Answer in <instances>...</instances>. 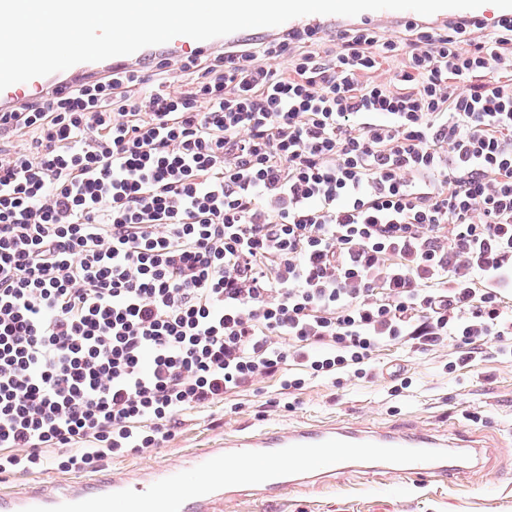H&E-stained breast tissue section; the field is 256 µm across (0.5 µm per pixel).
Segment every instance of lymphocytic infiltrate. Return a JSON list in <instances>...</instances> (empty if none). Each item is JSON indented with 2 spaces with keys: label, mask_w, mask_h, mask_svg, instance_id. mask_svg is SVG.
<instances>
[{
  "label": "lymphocytic infiltrate",
  "mask_w": 512,
  "mask_h": 512,
  "mask_svg": "<svg viewBox=\"0 0 512 512\" xmlns=\"http://www.w3.org/2000/svg\"><path fill=\"white\" fill-rule=\"evenodd\" d=\"M400 54L404 91L364 80ZM508 70L512 20L343 25L0 113V478L373 379L394 342L512 360Z\"/></svg>",
  "instance_id": "obj_1"
}]
</instances>
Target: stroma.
<instances>
[{"mask_svg":"<svg viewBox=\"0 0 512 512\" xmlns=\"http://www.w3.org/2000/svg\"><path fill=\"white\" fill-rule=\"evenodd\" d=\"M453 358L449 347L416 354L393 344L378 352L376 363L403 365L412 380L409 389L391 395L383 378L340 386L316 382L303 390L290 411L268 406L276 389L275 380L268 379L256 391L186 417L162 448L114 458L112 465L145 469L160 461H177L184 453L212 447L243 431L300 422L352 419L435 434L462 431L493 454L496 472L468 475L449 484H410L392 475L344 471L267 505L240 500L227 512H512V362L490 351L475 366L446 371L445 363Z\"/></svg>","mask_w":512,"mask_h":512,"instance_id":"35a3bbf8","label":"stroma"}]
</instances>
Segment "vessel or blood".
<instances>
[{
	"mask_svg": "<svg viewBox=\"0 0 512 512\" xmlns=\"http://www.w3.org/2000/svg\"><path fill=\"white\" fill-rule=\"evenodd\" d=\"M413 11H365L358 22L381 26L415 21ZM512 18V9L486 4L447 9L427 16L431 26L466 21L490 26ZM333 15L312 14L274 27L252 29L255 37L300 32L320 37L336 23ZM221 38L197 41L178 36L130 55L83 62L67 70L36 77L0 91V112L46 97H63L82 82L107 74L112 67L150 65L153 58L177 62L210 53ZM479 444L454 433L434 434L367 423L325 426L298 423L260 433H242L215 447L193 452L176 462H161L139 473L78 474L64 488L34 485L0 494V512H223L225 505L248 497L264 500L305 487L343 470L393 473L408 480H447L486 467Z\"/></svg>",
	"mask_w": 512,
	"mask_h": 512,
	"instance_id": "obj_1",
	"label": "vessel or blood"
}]
</instances>
